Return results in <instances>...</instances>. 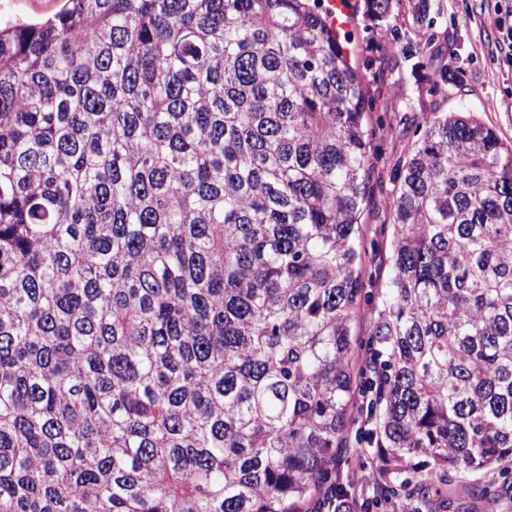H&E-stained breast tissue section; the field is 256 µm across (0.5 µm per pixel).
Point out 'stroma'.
Returning a JSON list of instances; mask_svg holds the SVG:
<instances>
[{
	"label": "stroma",
	"instance_id": "1",
	"mask_svg": "<svg viewBox=\"0 0 512 512\" xmlns=\"http://www.w3.org/2000/svg\"><path fill=\"white\" fill-rule=\"evenodd\" d=\"M350 19L340 32L346 38L352 61L375 102L369 113L370 125L388 123L397 133L378 141L371 160L369 196L363 229L362 272L365 288L375 292L391 276L389 250L391 226L386 205L395 193L393 174L405 159L414 140L413 131L425 110L473 113L492 127L499 138L512 145V61H494L499 37L488 19L491 0H430L432 25L417 24L409 6H402L390 22L408 35L402 59H393L386 43L374 39L375 22L364 0H347ZM439 49L434 66L450 68L459 82L449 84L438 96L426 92L431 70L421 65V49L427 38ZM377 455L371 427L351 424L342 448L336 451V487L348 492V473ZM492 473L467 471L453 474L448 498L436 502L421 496L395 499L396 512L412 503L418 512H483L479 500L467 496L464 488L492 480Z\"/></svg>",
	"mask_w": 512,
	"mask_h": 512
}]
</instances>
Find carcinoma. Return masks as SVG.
Listing matches in <instances>:
<instances>
[{"mask_svg":"<svg viewBox=\"0 0 512 512\" xmlns=\"http://www.w3.org/2000/svg\"><path fill=\"white\" fill-rule=\"evenodd\" d=\"M367 8L398 48L394 0ZM371 111L317 0H65L0 27V512H302L358 389L384 497L495 471L472 493L496 512L512 147L430 109L374 295Z\"/></svg>","mask_w":512,"mask_h":512,"instance_id":"cac0c4a2","label":"carcinoma"}]
</instances>
